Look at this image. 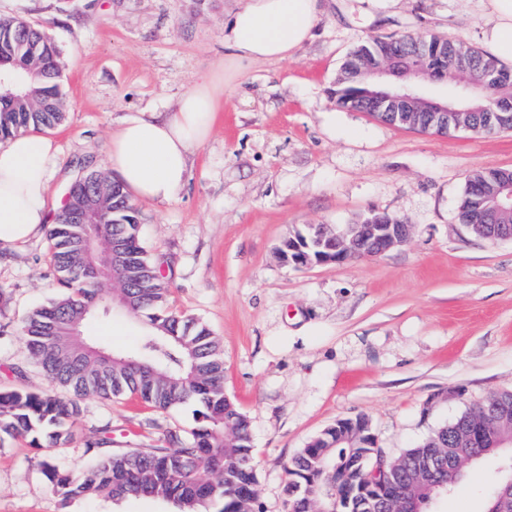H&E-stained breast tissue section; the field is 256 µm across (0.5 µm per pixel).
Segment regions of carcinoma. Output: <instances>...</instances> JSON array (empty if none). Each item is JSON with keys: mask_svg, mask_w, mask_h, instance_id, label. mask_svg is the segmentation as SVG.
Instances as JSON below:
<instances>
[{"mask_svg": "<svg viewBox=\"0 0 512 512\" xmlns=\"http://www.w3.org/2000/svg\"><path fill=\"white\" fill-rule=\"evenodd\" d=\"M416 39L401 35L374 36L359 45L336 77V103L376 113L402 112L395 100L378 104L368 96L364 81L367 65L401 59L396 84L415 79L412 68ZM448 79L475 83L466 125L484 131L487 114L512 103V69L462 41L447 38ZM0 73L19 78L0 90V140L26 131H44L65 119L59 90L58 49L38 27L20 18H0ZM91 184H99L98 209L86 224H70L61 211L49 230L51 259L60 287L59 298L29 311L20 321L27 351L55 385L70 393L15 388L0 390V444L8 438L29 437L48 449L42 468L62 503L83 496L124 498L143 496L175 503L180 512H203L215 502L220 512H256V465L249 422L224 391V351L202 321L170 310L169 281L145 250L137 212L122 184L89 166ZM512 177L508 169L483 168L468 178L460 200L458 221L466 224L475 213L473 198L496 182ZM489 226L471 235L497 241L512 226V214H490ZM123 245L126 262L112 274V263L98 261V252H112V239ZM110 281L117 296L100 288ZM144 318L145 330L137 348L116 352L80 335L86 317L112 303ZM136 395L166 410L188 400L201 406L197 424L182 434L171 431L165 444L154 448L94 451L91 468L74 476L60 468L53 449L69 443L72 426L89 397ZM512 435V390L500 392L393 458L396 469L387 485L413 501V512H431L437 495L453 490L465 471L455 476L437 466L456 448L475 449L478 459L501 454V439ZM374 437L363 416L339 419L313 437L288 463L292 477L287 512H306L310 499L323 512H389L376 492L357 486L352 497L336 496V471L349 470L364 455L374 458ZM512 479V467L487 494L485 512L497 505L500 490Z\"/></svg>", "mask_w": 512, "mask_h": 512, "instance_id": "cac0c4a2", "label": "carcinoma"}]
</instances>
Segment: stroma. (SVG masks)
<instances>
[{"instance_id": "1", "label": "stroma", "mask_w": 512, "mask_h": 512, "mask_svg": "<svg viewBox=\"0 0 512 512\" xmlns=\"http://www.w3.org/2000/svg\"><path fill=\"white\" fill-rule=\"evenodd\" d=\"M242 0H0L59 49L66 119L47 198L63 209L82 162L103 169L129 115L174 111L228 53L224 21ZM435 33L482 47L470 0H323L313 36L283 61L246 66L224 87V110L192 157L180 198L135 200L142 241L164 262L169 307L201 319L224 349V389L246 415L262 512H286V464L336 420L365 416L377 447L398 456L433 429L512 389V241L473 238L457 220L470 174L512 169V133L433 135L337 106L340 67L374 35ZM412 224L400 247L351 263L294 269L278 248L308 224L344 226L370 210ZM63 293L47 233L0 249V388L49 389L19 323ZM86 335L127 352L143 322L107 310ZM196 406L161 410L137 398L92 397L69 445L74 474L88 445L152 448L189 430ZM29 439L0 445V512H178L152 497L61 503ZM508 454L465 468L433 512H485Z\"/></svg>"}]
</instances>
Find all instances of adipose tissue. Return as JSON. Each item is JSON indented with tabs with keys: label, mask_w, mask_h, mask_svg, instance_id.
<instances>
[{
	"label": "adipose tissue",
	"mask_w": 512,
	"mask_h": 512,
	"mask_svg": "<svg viewBox=\"0 0 512 512\" xmlns=\"http://www.w3.org/2000/svg\"><path fill=\"white\" fill-rule=\"evenodd\" d=\"M490 54L512 63V0H474ZM321 0H244L224 23L230 53L221 71L183 94L161 118L131 116L111 136L108 165L127 192L156 203L177 200L190 159L224 109V77L245 65L285 60L311 38ZM58 148L52 139L19 133L0 146V248L38 235L48 222L47 186Z\"/></svg>",
	"instance_id": "1"
}]
</instances>
